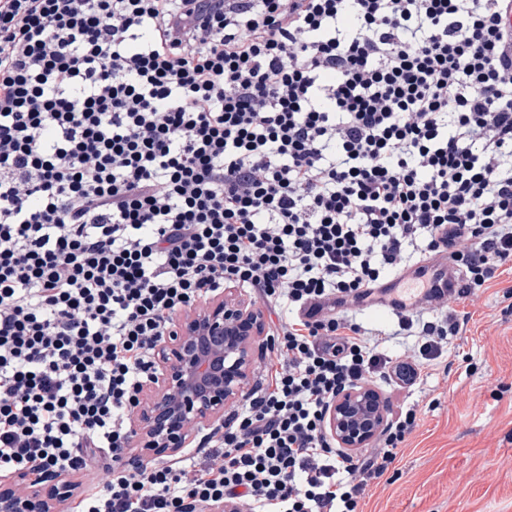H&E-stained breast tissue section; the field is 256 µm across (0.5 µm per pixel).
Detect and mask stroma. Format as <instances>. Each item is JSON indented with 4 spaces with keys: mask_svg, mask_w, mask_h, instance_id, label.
I'll use <instances>...</instances> for the list:
<instances>
[{
    "mask_svg": "<svg viewBox=\"0 0 512 512\" xmlns=\"http://www.w3.org/2000/svg\"><path fill=\"white\" fill-rule=\"evenodd\" d=\"M448 307L463 331L424 365L419 388L374 384L387 400V420L406 407L417 420L388 470L366 487L359 512H512V267ZM353 315L387 334L389 356L422 346L395 317Z\"/></svg>",
    "mask_w": 512,
    "mask_h": 512,
    "instance_id": "stroma-1",
    "label": "stroma"
}]
</instances>
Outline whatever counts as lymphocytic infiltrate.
I'll list each match as a JSON object with an SVG mask.
<instances>
[{"instance_id": "obj_1", "label": "lymphocytic infiltrate", "mask_w": 512, "mask_h": 512, "mask_svg": "<svg viewBox=\"0 0 512 512\" xmlns=\"http://www.w3.org/2000/svg\"><path fill=\"white\" fill-rule=\"evenodd\" d=\"M500 2L0 0V474H97L79 512H358L416 412L362 458L325 412L420 363L336 301L410 248L448 249L464 296L512 262ZM237 286L288 319L217 466L126 469L175 315ZM401 324L432 360L462 330Z\"/></svg>"}]
</instances>
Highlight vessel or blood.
Returning a JSON list of instances; mask_svg holds the SVG:
<instances>
[{
  "instance_id": "obj_1",
  "label": "vessel or blood",
  "mask_w": 512,
  "mask_h": 512,
  "mask_svg": "<svg viewBox=\"0 0 512 512\" xmlns=\"http://www.w3.org/2000/svg\"><path fill=\"white\" fill-rule=\"evenodd\" d=\"M403 279L411 287L412 296L396 294L392 284L387 282L359 299L358 307L398 315L419 305H437L439 294L447 293L449 288L459 283L455 267L444 250L417 263L413 271L404 274Z\"/></svg>"
}]
</instances>
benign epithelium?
Listing matches in <instances>:
<instances>
[{
  "mask_svg": "<svg viewBox=\"0 0 512 512\" xmlns=\"http://www.w3.org/2000/svg\"><path fill=\"white\" fill-rule=\"evenodd\" d=\"M261 334L258 314L231 288L179 317L156 349L160 371L131 405L138 447L153 454L183 448L190 424L221 417L224 406L240 401L253 363L252 343ZM384 422L381 398L366 385L338 394L325 417L342 451L366 447ZM49 510L36 493L21 497L0 488V512Z\"/></svg>",
  "mask_w": 512,
  "mask_h": 512,
  "instance_id": "1",
  "label": "benign epithelium"
}]
</instances>
